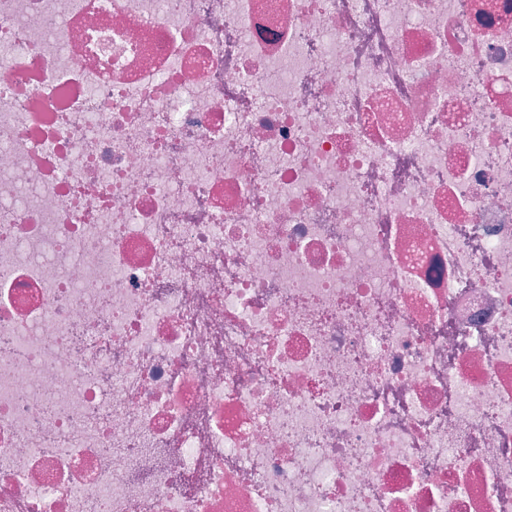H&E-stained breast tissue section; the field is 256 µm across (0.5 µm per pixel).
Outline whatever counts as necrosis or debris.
Listing matches in <instances>:
<instances>
[{
  "mask_svg": "<svg viewBox=\"0 0 512 512\" xmlns=\"http://www.w3.org/2000/svg\"><path fill=\"white\" fill-rule=\"evenodd\" d=\"M0 512H512V0H0Z\"/></svg>",
  "mask_w": 512,
  "mask_h": 512,
  "instance_id": "obj_1",
  "label": "necrosis or debris"
}]
</instances>
